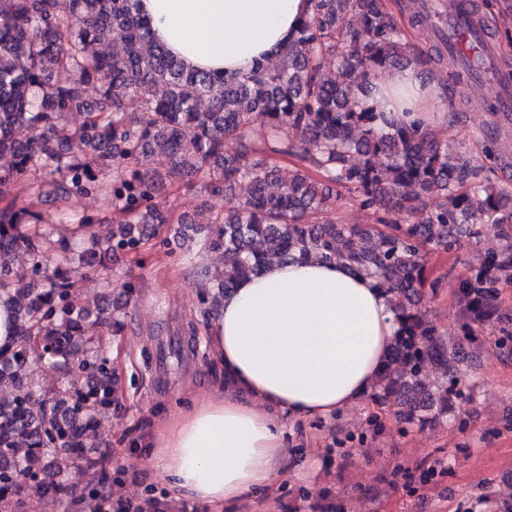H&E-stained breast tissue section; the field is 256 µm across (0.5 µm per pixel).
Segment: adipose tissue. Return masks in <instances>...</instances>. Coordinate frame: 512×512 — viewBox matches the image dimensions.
I'll use <instances>...</instances> for the list:
<instances>
[{
    "label": "adipose tissue",
    "mask_w": 512,
    "mask_h": 512,
    "mask_svg": "<svg viewBox=\"0 0 512 512\" xmlns=\"http://www.w3.org/2000/svg\"><path fill=\"white\" fill-rule=\"evenodd\" d=\"M150 33L186 67L239 76L294 40L308 0H138ZM404 124L443 118L435 82L413 67L374 83ZM397 329L373 280L328 262H281L227 292L208 355L227 381L167 418L146 446L176 495L232 506L267 490L284 459V418L328 420L371 389Z\"/></svg>",
    "instance_id": "adipose-tissue-1"
}]
</instances>
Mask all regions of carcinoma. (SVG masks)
Listing matches in <instances>:
<instances>
[{"mask_svg":"<svg viewBox=\"0 0 512 512\" xmlns=\"http://www.w3.org/2000/svg\"><path fill=\"white\" fill-rule=\"evenodd\" d=\"M109 39L122 54L90 52ZM406 32L387 0H311L296 40L251 74L229 80L187 68L156 43L137 0H0V294L13 305L17 342L0 353V512H14L31 488L56 492L66 471L92 470L98 500L112 478L98 456L97 425L117 396L112 367L86 339L121 332L123 309L111 292L94 311L76 303L63 273L75 263L106 270L112 256L136 253L162 224H192L163 202L177 187L222 195L227 209L175 241L170 253L196 247L224 253L211 276L218 293L199 291L214 310L243 277L274 261L336 262L373 279L398 323L388 356L368 394L411 426L448 416L466 400L456 364L475 324H489V300L512 282V188L471 166L435 134L398 125L363 96L370 79L406 60ZM438 36L427 61L459 80ZM98 98H85L86 86ZM138 99L128 112L125 102ZM241 150L224 152L227 136ZM163 155L167 165L154 166ZM65 206L101 199L114 219L81 249L37 228L39 214L16 190ZM351 195L373 224H340L336 209ZM418 224H402L418 211ZM494 224L505 245L478 254L480 271L457 278L464 341L448 346L421 311L445 277H430L427 246L446 252L480 239ZM23 254L27 266L13 267ZM36 359L85 386L62 382L49 404L17 370Z\"/></svg>","mask_w":512,"mask_h":512,"instance_id":"carcinoma-1","label":"carcinoma"}]
</instances>
